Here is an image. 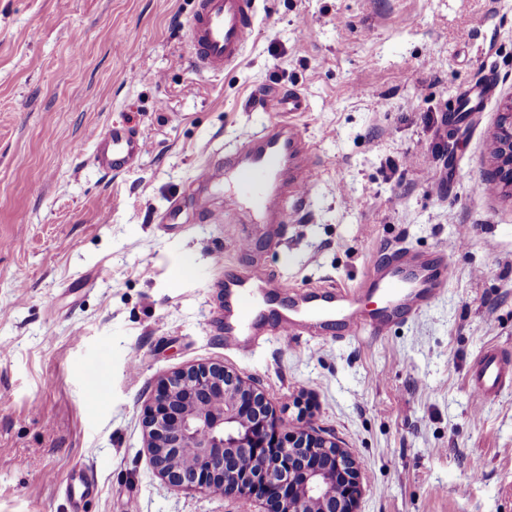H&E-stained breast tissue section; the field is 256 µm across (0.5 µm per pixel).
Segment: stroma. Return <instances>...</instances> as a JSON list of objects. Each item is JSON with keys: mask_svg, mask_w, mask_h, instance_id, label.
Here are the masks:
<instances>
[{"mask_svg": "<svg viewBox=\"0 0 512 512\" xmlns=\"http://www.w3.org/2000/svg\"><path fill=\"white\" fill-rule=\"evenodd\" d=\"M195 0H0V512H239L154 472L161 378L219 363L284 423L357 461V512H512V391L475 406L474 360L512 357V196L485 191L512 99V0H260L242 61L191 64ZM296 90L320 177L271 244L211 224L192 182ZM143 130L107 176L93 134ZM182 214L163 217L173 200ZM249 235L250 250L237 241ZM448 281L378 336L227 349L224 276L361 287L395 246Z\"/></svg>", "mask_w": 512, "mask_h": 512, "instance_id": "stroma-1", "label": "stroma"}]
</instances>
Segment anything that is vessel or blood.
I'll return each mask as SVG.
<instances>
[{"mask_svg": "<svg viewBox=\"0 0 512 512\" xmlns=\"http://www.w3.org/2000/svg\"><path fill=\"white\" fill-rule=\"evenodd\" d=\"M258 19V0H197L193 16L192 62L199 71L217 74L237 65L253 35ZM288 109L260 131L245 136L240 146L225 153L223 166L209 164L195 176L197 186L220 190L224 205L207 210V221L220 224L250 212L262 224L283 223L288 212L305 199L318 171L308 157V147L292 121L304 111L297 93L287 98ZM146 140L140 130L112 124L94 137L93 163L107 175L134 168L143 158ZM405 247L394 249L370 275L367 291L331 287L316 299L288 307L267 303L280 335H297L316 324L336 323L345 335L377 334L402 315L416 312L429 299L434 286L445 285L448 267L407 264ZM266 277L258 270L224 282V303L243 305ZM250 312L225 323L234 349H242L251 327ZM512 388V365L495 350L479 358L469 381L472 396L480 403Z\"/></svg>", "mask_w": 512, "mask_h": 512, "instance_id": "1", "label": "vessel or blood"}]
</instances>
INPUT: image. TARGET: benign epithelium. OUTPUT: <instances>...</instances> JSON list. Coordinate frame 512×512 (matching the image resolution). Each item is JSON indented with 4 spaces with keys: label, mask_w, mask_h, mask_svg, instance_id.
Instances as JSON below:
<instances>
[{
    "label": "benign epithelium",
    "mask_w": 512,
    "mask_h": 512,
    "mask_svg": "<svg viewBox=\"0 0 512 512\" xmlns=\"http://www.w3.org/2000/svg\"><path fill=\"white\" fill-rule=\"evenodd\" d=\"M491 141L490 180L512 193V100ZM143 427L155 472L177 490L248 505L263 499L267 512H357L360 474L350 453L306 428L282 435L263 391L220 364L163 379L144 407Z\"/></svg>",
    "instance_id": "obj_1"
}]
</instances>
